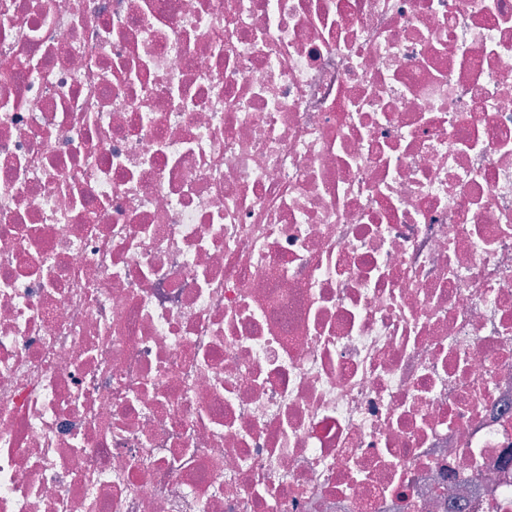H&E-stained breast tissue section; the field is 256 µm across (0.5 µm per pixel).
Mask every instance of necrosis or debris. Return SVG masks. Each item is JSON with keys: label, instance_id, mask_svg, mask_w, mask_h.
I'll use <instances>...</instances> for the list:
<instances>
[{"label": "necrosis or debris", "instance_id": "necrosis-or-debris-1", "mask_svg": "<svg viewBox=\"0 0 512 512\" xmlns=\"http://www.w3.org/2000/svg\"><path fill=\"white\" fill-rule=\"evenodd\" d=\"M512 512V0H0V512Z\"/></svg>", "mask_w": 512, "mask_h": 512}]
</instances>
